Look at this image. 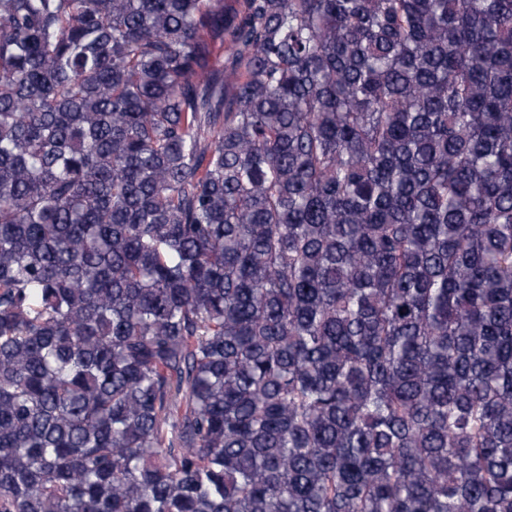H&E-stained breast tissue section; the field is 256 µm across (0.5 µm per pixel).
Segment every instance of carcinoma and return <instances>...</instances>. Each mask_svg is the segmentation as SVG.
Instances as JSON below:
<instances>
[{
    "label": "carcinoma",
    "instance_id": "obj_1",
    "mask_svg": "<svg viewBox=\"0 0 512 512\" xmlns=\"http://www.w3.org/2000/svg\"><path fill=\"white\" fill-rule=\"evenodd\" d=\"M0 512H512V0H0Z\"/></svg>",
    "mask_w": 512,
    "mask_h": 512
}]
</instances>
